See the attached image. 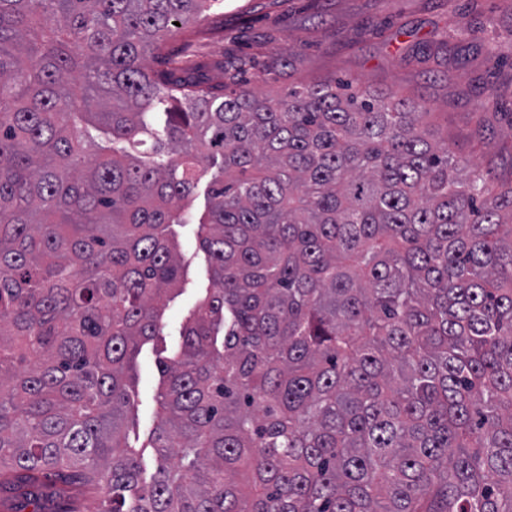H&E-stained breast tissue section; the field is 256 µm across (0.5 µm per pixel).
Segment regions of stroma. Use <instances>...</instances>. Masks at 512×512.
Listing matches in <instances>:
<instances>
[{"label":"stroma","mask_w":512,"mask_h":512,"mask_svg":"<svg viewBox=\"0 0 512 512\" xmlns=\"http://www.w3.org/2000/svg\"><path fill=\"white\" fill-rule=\"evenodd\" d=\"M191 60L250 61L244 78L278 96L289 88L350 79L430 108L431 133L494 183L512 182V0H217L170 37ZM184 273L157 336L140 344L127 432L142 467L157 466L147 442L162 387L159 362L173 356L198 299L211 286L197 225L172 227Z\"/></svg>","instance_id":"obj_1"}]
</instances>
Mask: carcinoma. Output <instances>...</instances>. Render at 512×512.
<instances>
[{"mask_svg":"<svg viewBox=\"0 0 512 512\" xmlns=\"http://www.w3.org/2000/svg\"><path fill=\"white\" fill-rule=\"evenodd\" d=\"M211 0H0V492L14 512H512V184L430 113L168 56ZM168 57L153 70L147 60ZM213 288L159 362L203 160ZM181 250L184 273L179 289L168 302L157 336L140 344L132 378L128 382L129 417L127 443L143 448V477L149 481L157 466L153 448H144L156 426L157 394L162 387L159 361L171 357L181 342L180 333L198 299L212 288L208 261L197 244V224H175L172 227Z\"/></svg>","mask_w":512,"mask_h":512,"instance_id":"cac0c4a2","label":"carcinoma"}]
</instances>
